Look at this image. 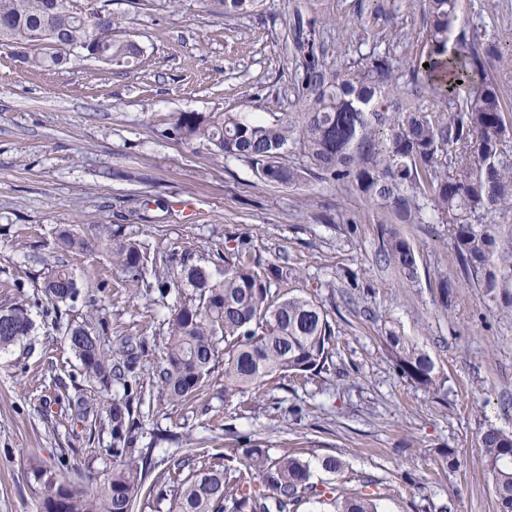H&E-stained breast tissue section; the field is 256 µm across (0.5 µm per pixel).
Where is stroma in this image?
Masks as SVG:
<instances>
[{
    "label": "stroma",
    "instance_id": "stroma-1",
    "mask_svg": "<svg viewBox=\"0 0 512 512\" xmlns=\"http://www.w3.org/2000/svg\"><path fill=\"white\" fill-rule=\"evenodd\" d=\"M110 8L141 48L125 68L79 48L61 66L25 68L0 48V307L23 308L34 323L27 341L0 354V512H40L36 467L73 482L112 469V391L87 378L53 328L38 287L46 265L76 275L75 311L94 309L106 346L144 340L141 382L162 362L180 297L127 284L99 241L103 224L124 226L171 264L189 252L215 271L225 247L246 241L261 264L292 268L291 287L315 298L335 328L326 371L278 375L228 398L219 365L188 402L152 394L132 430L155 463L139 512H172L170 461L190 449L238 470L244 490L260 488L242 456L254 445L310 462L322 495L361 490L384 512H495L478 440L490 426L512 432V313L466 284L447 225H401L419 254L409 286L379 260L377 214L356 193L318 180L272 187L245 162L168 133L182 112L268 121L301 111L283 57L288 0L229 19L216 0ZM317 14L328 20L321 42L342 61L373 47L406 60L426 33L419 0H318ZM461 15L481 40L512 44V0L491 12L484 0H461ZM370 33L376 46L365 43ZM65 228L84 250H59ZM391 329L434 359L441 391L401 374L385 343ZM328 456L342 460L340 471L321 468Z\"/></svg>",
    "mask_w": 512,
    "mask_h": 512
}]
</instances>
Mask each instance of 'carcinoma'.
Returning a JSON list of instances; mask_svg holds the SVG:
<instances>
[{"label": "carcinoma", "instance_id": "1", "mask_svg": "<svg viewBox=\"0 0 512 512\" xmlns=\"http://www.w3.org/2000/svg\"><path fill=\"white\" fill-rule=\"evenodd\" d=\"M261 0H218L224 17L246 13ZM426 37L419 53L402 62L372 49L355 65L328 60L317 42V17L292 7L285 50L295 62L303 111L270 121H244L231 113L203 116L181 112L171 126L174 137L206 141L217 157H233L267 185L299 186L310 179L331 181L339 191H354L379 213L378 256L402 282L417 279V250L395 224L448 225L457 262L468 280L491 293L512 288V228L484 218L512 208V120L499 85L488 78L484 60L512 68V47L499 48L471 34L459 19L460 0H421ZM121 19L102 8L85 10L76 0H0V47L31 68L57 66L80 48L99 51L102 61L125 67L140 55L137 44L120 34ZM429 67H423V64ZM407 87L399 89L402 68ZM431 89L448 102L443 115L422 105L420 90ZM296 150L303 164L288 163ZM99 239L128 282L157 289H189L169 327L166 356L152 386L171 401L190 399L210 379L224 357V395L261 385L272 376L321 371L331 358L334 327L312 297L288 287L293 270L261 267L243 240L224 248V269L214 273L192 254L179 270L161 266L160 256L145 253L123 226H101ZM58 247L80 251L85 240L63 229ZM155 282L143 279L146 266ZM54 305L81 294L66 267L46 268L38 284ZM26 310L0 308V352L30 336ZM70 350L89 379L120 386L112 399V470L103 484L61 480L43 467L34 469L40 512H137L146 486L149 453L132 447L130 420L145 392L129 391L141 343L131 337L110 355L92 318L73 316L65 325ZM387 346L402 375L434 391L442 381L432 357L401 334L390 331ZM480 462L492 481L496 512H512V432L488 427L480 436ZM246 466L263 490L247 492L236 470L202 462L189 453L173 460L168 485L175 512H297L314 493L310 463L293 456L272 458L264 448L243 450ZM185 478H180L183 471ZM333 512H381L378 498L362 491L339 492Z\"/></svg>", "mask_w": 512, "mask_h": 512}]
</instances>
